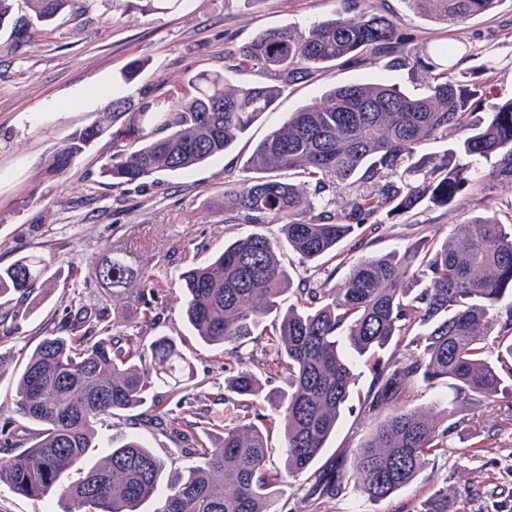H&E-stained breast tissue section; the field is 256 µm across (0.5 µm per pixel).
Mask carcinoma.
Listing matches in <instances>:
<instances>
[{
  "label": "carcinoma",
  "instance_id": "1",
  "mask_svg": "<svg viewBox=\"0 0 512 512\" xmlns=\"http://www.w3.org/2000/svg\"><path fill=\"white\" fill-rule=\"evenodd\" d=\"M0 0V27L15 47L32 44L34 28L65 13L72 0ZM414 11L450 24L490 15L501 0H409ZM395 45L393 63L420 77L423 90L354 83L301 106L258 141L242 173L224 170V196L236 224H277L279 238L249 232L200 259L176 246L182 316L204 344L236 364L224 386L230 421H213L217 441L198 436L184 415L158 412L156 423L181 444L186 464L165 479L168 459L136 434L112 435L92 462L107 420L177 388L193 365L166 334L130 343L163 324L159 284L149 267L106 248L92 270L110 291L112 324L70 300L67 319L46 331L15 383L11 410L34 426L17 451L0 438V488L31 498L58 496L62 512H277L284 478L311 471L336 430L354 384L352 355L371 360L373 383L361 400L373 420L367 436L344 454L351 472L319 477L315 492L353 489L373 502L392 499L428 457L447 451L462 422L412 406L422 389L445 385L479 410L492 411L512 385V224L502 223L486 194L512 185V98L472 120L482 86L455 75L459 49H405L400 24L364 8L313 23L306 33L279 27L258 34L233 56V69L254 80L232 86L222 73H198L140 102L110 101L102 117L74 132L46 160L68 173L99 139L117 151L101 173L119 188L163 172H189L230 151L257 117L297 80L339 62L375 60ZM443 140L436 154L417 153ZM476 200L483 212L454 225L448 237L410 236L401 253L355 264L341 282L321 261L344 243L357 248L377 217L409 215L422 206L454 209ZM315 274L293 280L283 247ZM45 260L24 256L0 267V295L19 304L47 284ZM296 304L281 311V297ZM260 349L256 359L248 345ZM288 375V391L254 402L262 379ZM283 438L284 473L268 468L274 431ZM414 512H452L448 489Z\"/></svg>",
  "mask_w": 512,
  "mask_h": 512
}]
</instances>
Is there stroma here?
Wrapping results in <instances>:
<instances>
[{"instance_id":"1","label":"stroma","mask_w":512,"mask_h":512,"mask_svg":"<svg viewBox=\"0 0 512 512\" xmlns=\"http://www.w3.org/2000/svg\"><path fill=\"white\" fill-rule=\"evenodd\" d=\"M370 2L400 19L411 47H459L457 72L489 89L476 117L512 98V0H503L492 15L460 25L413 13L407 0ZM348 7V0H178L169 11L123 13L113 0H75L26 50H14L11 30L0 29V266L26 255L42 257L46 276L55 285L19 319L16 333L0 340V407H10L14 381L46 329L64 318V299L77 291L89 306L100 303L103 291L91 278V266L103 249L111 248L134 254L152 269L162 287L164 332L177 339L194 365L193 380L164 396L165 408L194 413L203 426L223 416V406L208 396L223 391L233 362L203 344L185 324L180 283L164 254L181 244L208 256L243 233V226L227 220L224 170L242 166L255 143L278 128L289 112L319 100L335 86L377 79L414 93L417 81L385 56L374 63L339 64L284 91L230 152L191 172L162 173L143 184L115 189L101 177V161L112 153L106 137L65 176L49 173L45 160L72 133L95 122L112 99H137L145 89L173 85L203 70L223 72L233 85L247 83V76L228 70L225 52L271 28L307 30L312 22L345 13ZM135 60L142 70L124 81L123 71ZM476 213L473 207L434 209L386 219L349 253L336 276L344 278L351 263L361 258L401 249L410 232L445 238L454 224ZM354 371V390L318 468L348 470L344 449L355 447L368 432L359 398L372 373L359 360ZM456 405L467 436L451 439L447 454L430 459L392 500L374 503L357 493L321 498L301 475L281 485V503L287 512H410L444 487L457 512H512V393L501 394L490 414ZM493 422L498 432H490ZM117 430L138 434L163 456L176 446L137 410L103 427L99 436L107 443ZM477 437L483 447H473Z\"/></svg>"}]
</instances>
